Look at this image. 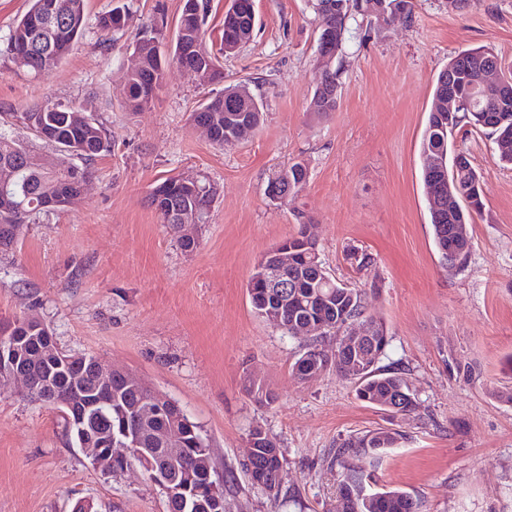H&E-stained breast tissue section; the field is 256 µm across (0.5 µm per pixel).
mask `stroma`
Segmentation results:
<instances>
[{"instance_id": "35a3bbf8", "label": "stroma", "mask_w": 512, "mask_h": 512, "mask_svg": "<svg viewBox=\"0 0 512 512\" xmlns=\"http://www.w3.org/2000/svg\"><path fill=\"white\" fill-rule=\"evenodd\" d=\"M183 0H133L124 34L101 30L113 0H86L87 27L61 64L34 75L0 54V128L36 138L21 112L52 99L92 104L110 148L71 207L26 224L0 253V325L43 322L58 347L121 365L175 401L197 423L218 473L232 474L224 512H336L331 448L348 436L396 425L403 438L374 469L375 489H398L420 512H512V168L465 127L453 145L484 181L485 206L469 224L462 267L443 264L433 242L421 142L437 74L458 51L491 48L512 73V0H414L412 20L348 24L335 111L310 109L318 22L309 0H254L252 38L224 57V83L248 84L264 101L249 140L215 145L191 115L220 87L178 67L150 108L122 107L124 65L141 28L164 17L173 39ZM306 186L288 203L267 183L293 162ZM171 176L214 185L217 196L194 251L180 248L148 199ZM313 219L333 278L368 290V312L390 338L384 364L405 370L415 413L390 420L359 401L336 371L301 382L291 337L253 310L247 283L262 257ZM363 249L372 266L348 254ZM253 371L276 392L264 405L243 390ZM262 427L283 454L281 493L251 484L247 433ZM167 512L138 464L112 474L70 444L60 412L20 383L0 384V512Z\"/></svg>"}]
</instances>
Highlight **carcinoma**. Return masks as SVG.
<instances>
[{"instance_id":"carcinoma-1","label":"carcinoma","mask_w":512,"mask_h":512,"mask_svg":"<svg viewBox=\"0 0 512 512\" xmlns=\"http://www.w3.org/2000/svg\"><path fill=\"white\" fill-rule=\"evenodd\" d=\"M43 0H29L26 12L17 20L7 41L4 53L30 73L39 74L59 65L68 55L73 43L84 34L86 28L85 0H57L59 15L56 21L47 23L42 17ZM132 4L123 3L98 19L103 31H119L123 26H113L112 16L121 11L124 16L131 14ZM232 9L236 20L224 17V38H229L232 23L250 24L255 17L254 0H233ZM356 4L344 10V15L335 20L337 48H342L347 21L356 16ZM208 17L206 0H184L178 26L184 27L183 39L186 51L180 56H166L149 49L141 56L139 68L131 73L126 83L122 107L128 112H140L156 99L162 89L168 67L172 64L182 67L188 73L198 70L196 52L207 55L204 74L194 81L200 85L224 81V69L219 60L205 46V31ZM163 27L155 22L141 31L135 46L153 42L160 44ZM234 98L238 111L224 113V101ZM499 99L496 93L477 94L474 111L458 112L452 117L453 129L440 136L438 116L429 113L423 134L421 153L424 156L441 160L447 169L457 167L456 189L462 202L458 214H430V224L435 246L444 264L450 268L462 266L470 253V236L464 230L474 216L481 213L483 200H475L470 195L471 181L476 169L463 154H451L450 138L453 131L470 126L484 129L483 123H490L507 117V123L487 132L495 139L497 160L512 166V102H508V112L498 111ZM262 98L251 93L242 84L227 85L221 92L210 98L193 113L211 122L212 141L224 145V137L235 134L239 127L257 129L262 120ZM23 125L41 137V132L49 133L43 142L54 147L72 149L81 164L70 171L57 172L50 166V157L38 153L20 140L0 130V166L17 165L18 176L9 192L13 198L11 212H0V249H13L22 233L23 226L41 213L64 208L67 201L80 192L82 182L90 178L89 165L102 152L108 150V141L103 127L95 119L92 111L84 105H65L47 100L21 113ZM161 194L158 213L162 221H167V212L182 214V219L193 224H203L214 196L202 185L196 193L186 192L175 177H169L156 185L151 196ZM312 219L299 221L297 233L286 243L296 251L295 265L288 270V280L292 284L286 288H265L258 284L261 280L263 264H258L251 275L257 281L250 289L249 297L256 313L262 317H280L281 330L293 335V331L304 322L321 319L327 324L325 334L313 336L295 355L292 364L293 375L301 381L320 376L334 369L355 384L356 396L362 402L382 407L393 400L399 392L410 394L403 378V369L383 366L389 346V336L382 323L367 315V292L349 288L334 278L323 279L325 267L319 254L305 247V227ZM369 324L372 336L354 351L347 349L337 362L329 361L327 344H345V333L354 325ZM245 391L255 401L270 405L277 399L275 392L264 381L246 373ZM147 392L140 383L129 384L122 378H112V404L99 408L90 417L88 430L105 432L120 437L123 431H135L145 448H156L164 454L166 448H185V456L168 462L170 489L178 512H215L213 480L207 479L208 468L204 462L208 447L197 424L187 426L180 415L173 410L166 413L142 417L141 409L147 400ZM262 428L249 430L248 444L253 448L248 463L251 480L257 479L256 469L270 475L272 470L282 465L280 449L273 442L261 436ZM403 439L401 431L395 428H378L357 434L336 446L331 464L340 472L336 512H418L417 503L412 497L399 490L372 491L371 467L390 448Z\"/></svg>"}]
</instances>
